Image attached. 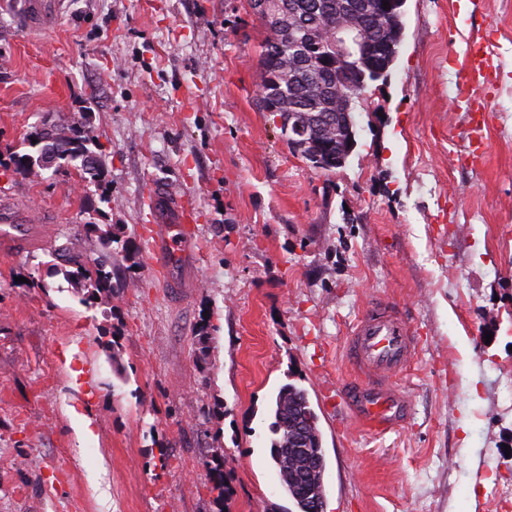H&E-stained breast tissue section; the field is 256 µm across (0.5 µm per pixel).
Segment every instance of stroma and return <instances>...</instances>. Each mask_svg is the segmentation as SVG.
<instances>
[{"label": "stroma", "instance_id": "obj_1", "mask_svg": "<svg viewBox=\"0 0 512 512\" xmlns=\"http://www.w3.org/2000/svg\"><path fill=\"white\" fill-rule=\"evenodd\" d=\"M22 2L0 0V190L49 244L0 250V512H292L269 453L288 383L319 417L324 512H512V0H406L389 78L326 173L260 107L266 31L248 0H64L44 31ZM477 30L497 65L482 165L448 105ZM47 118L85 125L101 185L65 163L5 171ZM154 184L201 214L199 267L178 288L148 261ZM103 192L98 221L133 258L84 228ZM57 253L106 262L118 291L85 302ZM378 301L418 342L395 378L410 415L380 435L336 393Z\"/></svg>", "mask_w": 512, "mask_h": 512}]
</instances>
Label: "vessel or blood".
<instances>
[{
	"mask_svg": "<svg viewBox=\"0 0 512 512\" xmlns=\"http://www.w3.org/2000/svg\"><path fill=\"white\" fill-rule=\"evenodd\" d=\"M58 8L57 0H25L28 25L43 27ZM492 57L485 50L481 36L471 37L452 97L454 107L465 109L469 118L466 140L469 152L485 144L484 112L488 107ZM149 263L169 287L180 283L176 260H194L193 244L200 219L186 193H175L165 187H154L149 197ZM11 194H0V236L14 238L24 244L16 224L25 222ZM417 341L395 304L374 303L353 326L348 340V356L357 380L346 397L375 431L393 429L407 408L408 400L394 383V376L414 357Z\"/></svg>",
	"mask_w": 512,
	"mask_h": 512,
	"instance_id": "1",
	"label": "vessel or blood"
}]
</instances>
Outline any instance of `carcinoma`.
<instances>
[{
	"instance_id": "obj_1",
	"label": "carcinoma",
	"mask_w": 512,
	"mask_h": 512,
	"mask_svg": "<svg viewBox=\"0 0 512 512\" xmlns=\"http://www.w3.org/2000/svg\"><path fill=\"white\" fill-rule=\"evenodd\" d=\"M303 5L307 25L300 26L290 20L276 25L259 16L269 36L262 45L261 65L263 69V90L261 104L265 111L280 118L288 119L293 113L302 124L310 125L305 137H287L294 152L308 160L312 167L322 171H333L336 162L347 160L357 145L356 123L340 125L336 123V113L343 108L331 92L336 70L319 68L303 60H297L292 44L306 40L310 45V57L319 59L328 51L323 39L326 29L338 25L359 28L365 39L375 43L388 34V30L376 22L375 6L380 0H298ZM37 140L33 144V154H12V157L25 163L24 167H14L12 173L27 176L42 168L41 160L49 153H59V158L73 165L77 170L97 178L101 168L96 163H88L95 151L91 149L93 140L88 132L74 123L58 122L46 132L37 129L32 133ZM85 228L98 234V241L105 250H112V244L131 251L127 243L121 242L119 233L112 224L101 228L94 222L91 213ZM73 268L62 270L64 278L75 288L80 289L91 299L102 292L112 293L116 285L112 283V272L99 263L90 269L80 262L71 261ZM273 421L270 455L275 463L283 490L293 501L297 512H312L314 503L324 504V472L326 459L322 447L319 419L309 400L306 389L295 384L282 386L272 406ZM301 417V429L306 432L307 442L297 455L289 453V445L295 435L294 418ZM210 471L213 477L212 492L215 501L224 504L227 487L224 483L223 462L216 457Z\"/></svg>"
}]
</instances>
